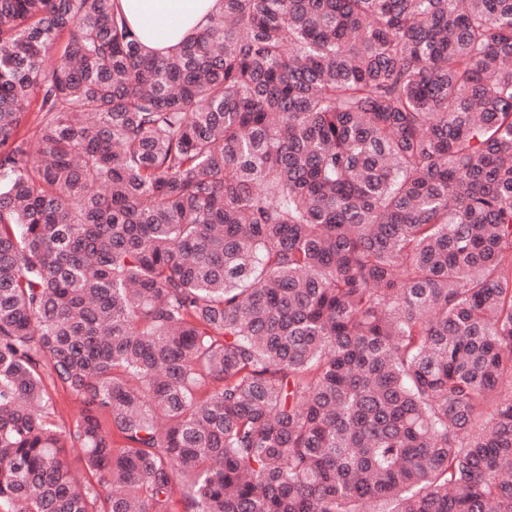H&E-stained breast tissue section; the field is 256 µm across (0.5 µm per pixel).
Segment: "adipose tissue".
Instances as JSON below:
<instances>
[{"mask_svg":"<svg viewBox=\"0 0 512 512\" xmlns=\"http://www.w3.org/2000/svg\"><path fill=\"white\" fill-rule=\"evenodd\" d=\"M218 0H119L143 45L160 55L176 51L195 28L207 23Z\"/></svg>","mask_w":512,"mask_h":512,"instance_id":"obj_1","label":"adipose tissue"}]
</instances>
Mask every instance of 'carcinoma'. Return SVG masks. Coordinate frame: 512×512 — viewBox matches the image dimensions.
Returning <instances> with one entry per match:
<instances>
[{
    "label": "carcinoma",
    "instance_id": "carcinoma-1",
    "mask_svg": "<svg viewBox=\"0 0 512 512\" xmlns=\"http://www.w3.org/2000/svg\"><path fill=\"white\" fill-rule=\"evenodd\" d=\"M0 512H512V0H0ZM218 0H119L129 25L143 45L159 54L176 51L215 11ZM55 413L53 419L59 425L69 426L75 414L76 403L72 394L61 386L52 390Z\"/></svg>",
    "mask_w": 512,
    "mask_h": 512
}]
</instances>
